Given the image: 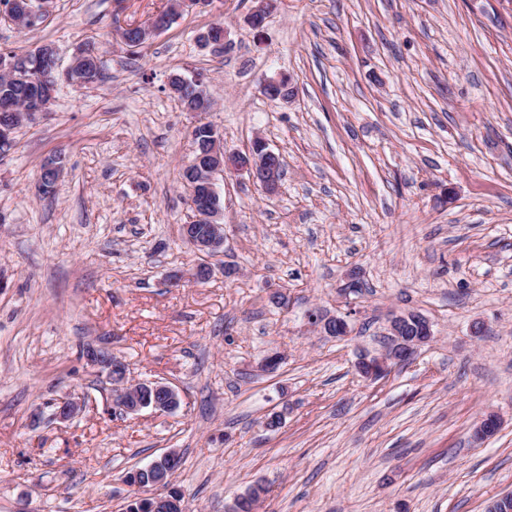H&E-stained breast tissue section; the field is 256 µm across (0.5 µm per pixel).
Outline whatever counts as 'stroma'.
Returning <instances> with one entry per match:
<instances>
[{
  "label": "stroma",
  "instance_id": "1",
  "mask_svg": "<svg viewBox=\"0 0 512 512\" xmlns=\"http://www.w3.org/2000/svg\"><path fill=\"white\" fill-rule=\"evenodd\" d=\"M168 4L53 0L25 34L0 18V51L50 43L64 67L91 42L105 73L60 82L0 157V512H124L127 472L171 450L188 512H228L257 483L258 512H486L512 492V0H277L259 31L252 0H208L138 51L117 40L114 22ZM219 21L220 56L195 42ZM175 72L203 77L212 111H184ZM267 77L292 97L264 96ZM202 122L225 151L260 136L285 164L271 197L217 178L212 256L180 236ZM57 154L59 193L39 198ZM200 263L206 282L171 286ZM318 311L348 336L314 330ZM404 312L432 341L362 377ZM89 346L177 388L180 408L114 412ZM69 394L86 408L56 420ZM490 412L499 430L475 439Z\"/></svg>",
  "mask_w": 512,
  "mask_h": 512
}]
</instances>
